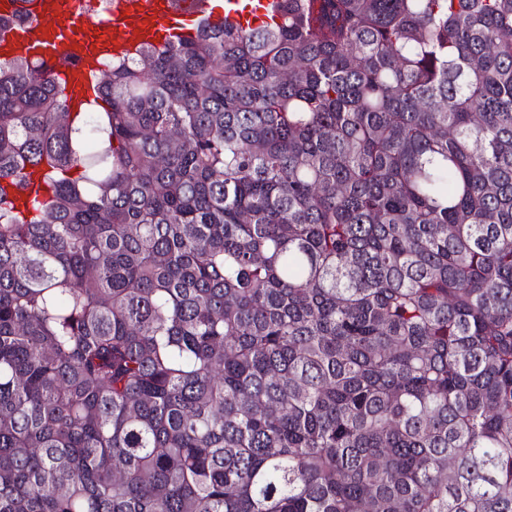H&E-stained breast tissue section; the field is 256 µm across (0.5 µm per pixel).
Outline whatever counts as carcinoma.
<instances>
[{"label":"carcinoma","mask_w":512,"mask_h":512,"mask_svg":"<svg viewBox=\"0 0 512 512\" xmlns=\"http://www.w3.org/2000/svg\"><path fill=\"white\" fill-rule=\"evenodd\" d=\"M279 10L0 58V512H512V0Z\"/></svg>","instance_id":"1"}]
</instances>
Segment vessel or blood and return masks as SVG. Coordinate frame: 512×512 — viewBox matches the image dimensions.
Masks as SVG:
<instances>
[{
    "instance_id": "b4317fda",
    "label": "vessel or blood",
    "mask_w": 512,
    "mask_h": 512,
    "mask_svg": "<svg viewBox=\"0 0 512 512\" xmlns=\"http://www.w3.org/2000/svg\"><path fill=\"white\" fill-rule=\"evenodd\" d=\"M274 0H115L107 17L79 10L76 0H17L28 19L0 37L4 56L37 54L64 80L70 111L94 96L97 75L110 57L171 35L187 39L204 22L255 27L268 21Z\"/></svg>"
}]
</instances>
